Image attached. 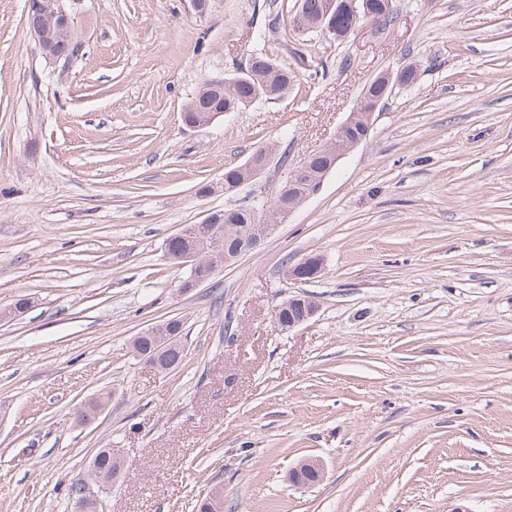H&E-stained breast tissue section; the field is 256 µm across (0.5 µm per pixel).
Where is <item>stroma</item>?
<instances>
[{
    "label": "stroma",
    "mask_w": 512,
    "mask_h": 512,
    "mask_svg": "<svg viewBox=\"0 0 512 512\" xmlns=\"http://www.w3.org/2000/svg\"><path fill=\"white\" fill-rule=\"evenodd\" d=\"M296 0H75L64 68L0 0V512H70L96 451L122 449L104 512H512V0H395L385 30L254 38ZM326 64L285 97L189 127L200 81L262 47ZM416 79L260 248L206 283L165 242L236 204L225 168H289L336 137L365 83ZM321 257L318 278L284 267ZM318 313L283 331L274 310ZM184 323L156 372L132 340ZM106 392L103 414L78 404ZM321 481L292 485L301 461ZM261 159L257 160L256 157L248 159L244 164L240 166V170L245 173V177L239 183L224 184V191L231 193L240 188L244 182L251 183L270 165L275 157L268 148L261 149ZM288 308V322L285 321V312ZM318 305L311 298L303 296H292L280 303L274 312V320L277 326L284 331H289L292 328L299 326L317 313ZM298 309L299 316H292L291 310ZM183 327V322L181 320L170 319L158 327V330L163 329L162 333L157 335L146 333L140 336L133 344V349L136 353H152L157 341V336H175V340L168 342L164 348L165 351L161 355L159 363L162 368L173 364L178 366L186 355L182 341V334L184 331Z\"/></svg>",
    "instance_id": "35a3bbf8"
}]
</instances>
